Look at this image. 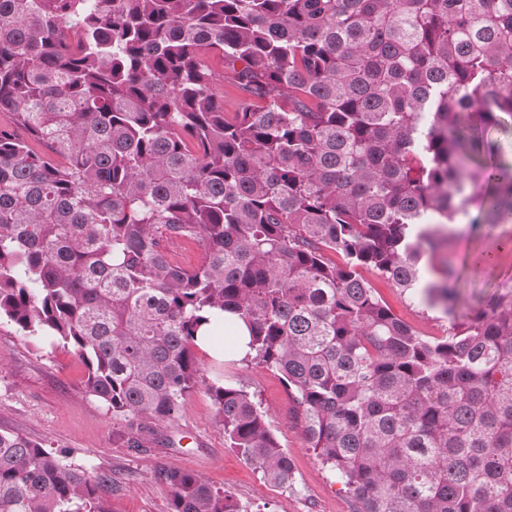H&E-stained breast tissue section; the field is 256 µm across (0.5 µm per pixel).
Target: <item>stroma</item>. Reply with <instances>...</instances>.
<instances>
[{"instance_id": "35a3bbf8", "label": "stroma", "mask_w": 512, "mask_h": 512, "mask_svg": "<svg viewBox=\"0 0 512 512\" xmlns=\"http://www.w3.org/2000/svg\"><path fill=\"white\" fill-rule=\"evenodd\" d=\"M452 230L449 255L460 277L455 316L424 306L393 288L375 270L360 271L393 313L426 336L445 335L450 323L466 322L487 308L491 298L512 290V250H496L495 237L473 230L466 216H459ZM491 250L497 253L494 265L476 268V257ZM197 357L204 385L183 398L172 423L162 425V444L138 452L117 439L126 426L125 418L85 394L86 366L70 348L51 336H22L1 320L0 430L65 451L69 463L88 473L110 475L120 490L106 494L108 512H167L170 489L161 474L170 467L202 475L253 510L265 505L270 512H352L349 493L308 448L279 377L209 345L199 347ZM217 380L242 387L267 408L272 429L294 461L295 491L266 483L226 448L205 388Z\"/></svg>"}]
</instances>
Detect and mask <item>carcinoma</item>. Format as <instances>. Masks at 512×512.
Returning <instances> with one entry per match:
<instances>
[{"mask_svg": "<svg viewBox=\"0 0 512 512\" xmlns=\"http://www.w3.org/2000/svg\"><path fill=\"white\" fill-rule=\"evenodd\" d=\"M0 113V320L72 348L133 447L196 388L221 312L211 337L246 326L354 512H512V292L424 336L358 273L451 317L448 225L472 204L512 224L488 138L512 128V0H0ZM207 391L227 447L294 490L255 396ZM162 478L168 512H261ZM111 487L0 432V512H107ZM163 248L174 255L179 261L187 266L197 265L202 257L199 248L193 243H187L177 240H164L162 242Z\"/></svg>", "mask_w": 512, "mask_h": 512, "instance_id": "obj_1", "label": "carcinoma"}]
</instances>
